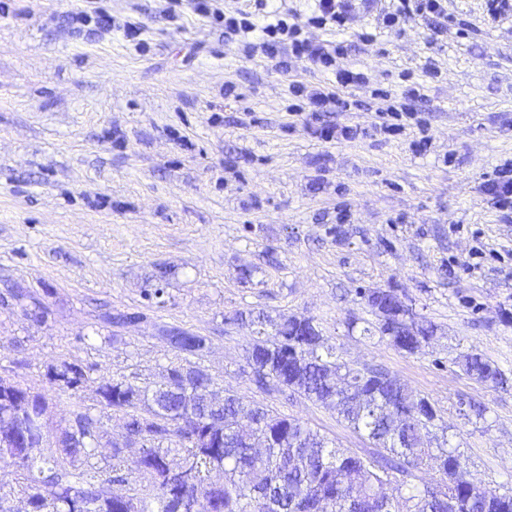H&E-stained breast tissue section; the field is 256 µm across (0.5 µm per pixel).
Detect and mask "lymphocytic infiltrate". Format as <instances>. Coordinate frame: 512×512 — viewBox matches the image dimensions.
Returning <instances> with one entry per match:
<instances>
[{
    "instance_id": "obj_1",
    "label": "lymphocytic infiltrate",
    "mask_w": 512,
    "mask_h": 512,
    "mask_svg": "<svg viewBox=\"0 0 512 512\" xmlns=\"http://www.w3.org/2000/svg\"><path fill=\"white\" fill-rule=\"evenodd\" d=\"M259 8L265 9L264 23H256L253 14L226 15L211 9V0H197L195 8L199 14L214 15L224 23L228 36L238 37L244 58L263 57L269 60L288 56L332 71V82L318 86L291 85V92L304 100L305 111L317 113L335 109L350 110L349 102L342 99L344 89L366 83L368 76L363 71L340 66L339 59L345 50L342 44L319 42L304 37V27L345 30L353 18L352 0H315V6L306 22L291 19L290 15L277 10H268V0H257ZM420 16L443 27L448 19L444 0H394L391 11L385 16L387 27L396 28L409 19Z\"/></svg>"
}]
</instances>
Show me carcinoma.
<instances>
[{
  "label": "carcinoma",
  "mask_w": 512,
  "mask_h": 512,
  "mask_svg": "<svg viewBox=\"0 0 512 512\" xmlns=\"http://www.w3.org/2000/svg\"><path fill=\"white\" fill-rule=\"evenodd\" d=\"M361 297L374 315L375 307L390 299L384 289ZM232 320L257 327L249 366L259 388L289 390L335 409L376 453L360 457L298 420L235 394L218 397L212 377L198 363L208 338L163 327L160 340L177 353L163 384L114 380L97 389L100 406L124 412L145 443L131 460L114 448L108 469L97 462L103 435L90 408L73 405L62 447L54 450L44 445L33 420L24 424L14 417L19 408L43 413V397L0 377V429L14 444L0 461L11 467L28 512H71L76 501L83 512H185L193 500L201 512H249L254 503L257 512H319L322 503L332 505L329 512H395L380 493L382 481L393 473L410 475L439 458L452 482L438 492L408 485L401 512H512V490L471 479L462 454L449 445L447 429L437 434L433 424L421 420L426 398L399 386L384 370L351 367L314 324L252 311ZM434 333L431 322L418 320L414 335L393 346L412 354V344ZM458 366L482 385L506 383L505 373L474 350L462 355ZM337 373L346 379L341 389L331 385ZM47 376L76 393L88 382L89 370L63 361ZM183 466L195 471V483L179 480ZM146 476L152 490L145 494L114 495L107 487ZM46 486L48 497L42 493Z\"/></svg>",
  "instance_id": "carcinoma-1"
}]
</instances>
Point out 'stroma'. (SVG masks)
Returning <instances> with one entry per match:
<instances>
[{
	"instance_id": "35a3bbf8",
	"label": "stroma",
	"mask_w": 512,
	"mask_h": 512,
	"mask_svg": "<svg viewBox=\"0 0 512 512\" xmlns=\"http://www.w3.org/2000/svg\"><path fill=\"white\" fill-rule=\"evenodd\" d=\"M387 6L356 0L345 31L310 29L370 78L345 90L350 111L310 119L291 112L289 87L327 74L244 59L193 0H0V376L44 398L50 433L73 405L50 367L90 366L80 397L96 407L99 384L161 381L175 355L158 330L177 326L209 337L201 365L217 387L369 454L335 411L254 384L253 331L232 317L263 311L314 320L353 367L427 398L472 478L512 488V208L484 190L512 164V11L447 0L445 29L417 16L396 32ZM80 12L117 26L72 32ZM415 82L424 128L315 137L368 130L375 90ZM371 288L434 324L419 353L349 331ZM470 350L507 385L466 376L455 360ZM469 401L483 419L460 413ZM367 134L366 129H358V126L352 125H330L320 129L319 135L325 140V142H336L351 141L356 139L360 134Z\"/></svg>"
}]
</instances>
